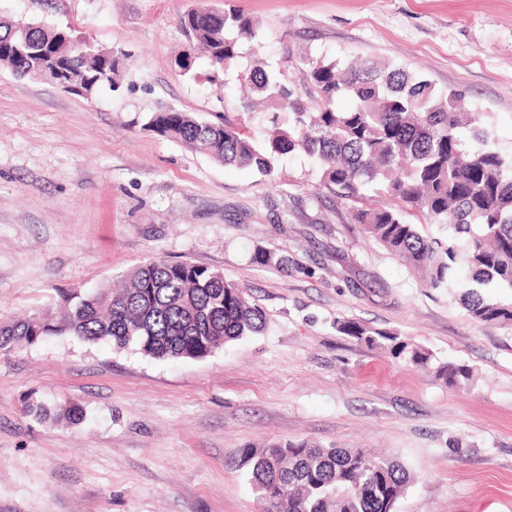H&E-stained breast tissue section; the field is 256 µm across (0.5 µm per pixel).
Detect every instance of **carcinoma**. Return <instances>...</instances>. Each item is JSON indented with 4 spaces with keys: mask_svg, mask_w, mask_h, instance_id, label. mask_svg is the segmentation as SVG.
Returning <instances> with one entry per match:
<instances>
[{
    "mask_svg": "<svg viewBox=\"0 0 512 512\" xmlns=\"http://www.w3.org/2000/svg\"><path fill=\"white\" fill-rule=\"evenodd\" d=\"M182 25L190 48L203 50L215 68L234 65L244 44L257 38L250 19L235 8L197 9ZM22 29L33 44L56 43L57 30L40 22H1V68L16 71ZM304 65L313 112L262 61L246 74L268 106L271 129L262 141L227 119L215 124L176 109L154 114L148 127L224 165L251 167L272 183L278 157L304 152L340 199L355 204L373 190L377 200L352 208L351 219L418 272L426 287L459 298L474 322L512 326V151L497 145L485 115L466 111L461 92L439 91L399 66L312 59ZM75 67L81 96L89 99L101 84L113 83L116 61L85 54ZM345 98L351 105L341 109ZM423 224L435 225L438 235L423 234ZM265 326L264 312L222 272L158 259L132 270L116 288L60 292L54 313L1 318L0 351L67 334L158 359H202ZM336 327L412 365H430L432 354L409 339L352 319ZM435 376L460 387L472 374L446 362L435 367ZM29 412L56 423L82 417L76 405L56 412L37 402ZM230 465L245 472L266 512H395L414 484L395 459L306 441L241 448Z\"/></svg>",
    "mask_w": 512,
    "mask_h": 512,
    "instance_id": "cac0c4a2",
    "label": "carcinoma"
}]
</instances>
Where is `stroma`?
<instances>
[{
    "mask_svg": "<svg viewBox=\"0 0 512 512\" xmlns=\"http://www.w3.org/2000/svg\"><path fill=\"white\" fill-rule=\"evenodd\" d=\"M228 4L260 29L239 71L263 59L309 103L300 57L390 62L465 92L512 149V0H0V17L92 37L122 67L89 100L0 68V313L162 258L222 271L266 316L197 360L68 335L0 352V512H266L226 462L286 440L399 459L416 481L396 512H512V328L424 288L304 153L270 182L148 128L173 107L260 134L236 73L186 55L182 18ZM343 318L474 379L449 386L337 332ZM32 401L84 419L36 421Z\"/></svg>",
    "mask_w": 512,
    "mask_h": 512,
    "instance_id": "obj_1",
    "label": "stroma"
}]
</instances>
